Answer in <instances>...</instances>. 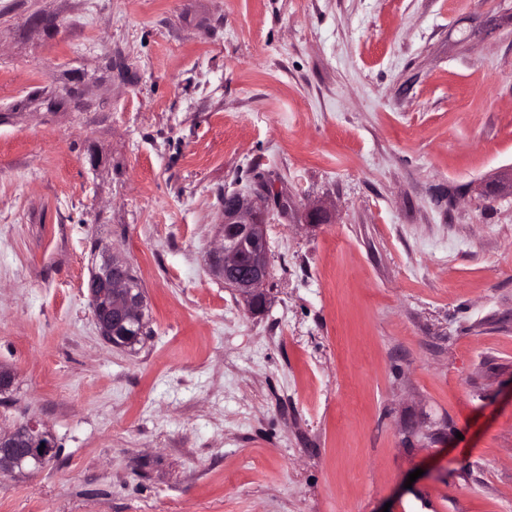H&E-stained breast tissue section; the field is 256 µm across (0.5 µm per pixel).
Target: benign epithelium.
<instances>
[{"label":"benign epithelium","mask_w":512,"mask_h":512,"mask_svg":"<svg viewBox=\"0 0 512 512\" xmlns=\"http://www.w3.org/2000/svg\"><path fill=\"white\" fill-rule=\"evenodd\" d=\"M220 247L211 263L224 287L235 291L249 310L264 311L265 285L271 274L267 225L254 202L241 196L224 197V223L219 225ZM88 299L104 342L131 349L146 327L144 290L131 274L128 261L105 249L91 268ZM54 453V438L40 422L30 420L0 430V474L16 475L41 468Z\"/></svg>","instance_id":"1"}]
</instances>
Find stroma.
<instances>
[{
  "label": "stroma",
  "instance_id": "1",
  "mask_svg": "<svg viewBox=\"0 0 512 512\" xmlns=\"http://www.w3.org/2000/svg\"><path fill=\"white\" fill-rule=\"evenodd\" d=\"M511 168L512 0H0V428L57 447L0 512H512ZM220 247L211 263L225 288L235 291L252 313L264 311L267 292L264 286L271 274L267 225L254 202L242 196L224 199V224L219 225ZM88 299L104 342L112 347L132 349L139 344L146 327L144 290L131 274L128 261L101 252V261L91 268Z\"/></svg>",
  "mask_w": 512,
  "mask_h": 512
}]
</instances>
